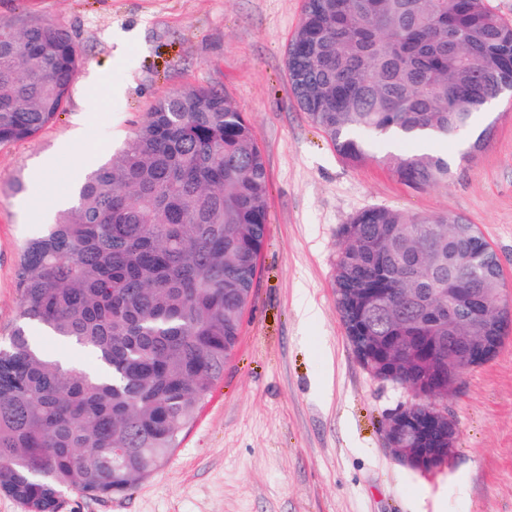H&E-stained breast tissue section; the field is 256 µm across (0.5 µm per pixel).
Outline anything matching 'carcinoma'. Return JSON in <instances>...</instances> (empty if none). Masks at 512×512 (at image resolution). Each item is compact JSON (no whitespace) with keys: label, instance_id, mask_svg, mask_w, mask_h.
I'll return each instance as SVG.
<instances>
[{"label":"carcinoma","instance_id":"carcinoma-1","mask_svg":"<svg viewBox=\"0 0 512 512\" xmlns=\"http://www.w3.org/2000/svg\"><path fill=\"white\" fill-rule=\"evenodd\" d=\"M82 59L47 22L0 20V144L60 113ZM289 87L349 164L376 161L427 189L453 176L430 150L512 84V20L487 0H305L287 54ZM422 143L412 154L390 139ZM269 184L249 120L214 88L158 98L108 160L78 180L74 204L20 252V310L0 344V494L59 512L60 493H124L178 447L224 374L266 237ZM444 212L369 208L342 231L336 305L364 347L411 385L449 389L448 337L482 354L492 312L448 318L483 240ZM50 336L93 358L64 370ZM430 445L448 448L438 425Z\"/></svg>","mask_w":512,"mask_h":512}]
</instances>
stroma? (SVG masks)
I'll return each mask as SVG.
<instances>
[{"label":"stroma","mask_w":512,"mask_h":512,"mask_svg":"<svg viewBox=\"0 0 512 512\" xmlns=\"http://www.w3.org/2000/svg\"><path fill=\"white\" fill-rule=\"evenodd\" d=\"M304 0H0V19L49 22L83 60L60 114L0 144V342L19 313L15 270L34 225L17 206L65 195L120 149L154 101L215 87L249 118L268 179L267 236L239 343L194 424L158 469L112 496L64 493L60 512H512V335L438 397L457 427L448 464L424 473L393 457L387 416L412 400L360 363L336 308L342 229L363 209L452 212L477 224L512 281V102L435 143L448 183L416 190L383 166L347 164L290 92L289 41ZM73 152L63 146L72 137ZM26 190L17 193L16 181ZM316 314L303 318L302 301Z\"/></svg>","instance_id":"35a3bbf8"}]
</instances>
